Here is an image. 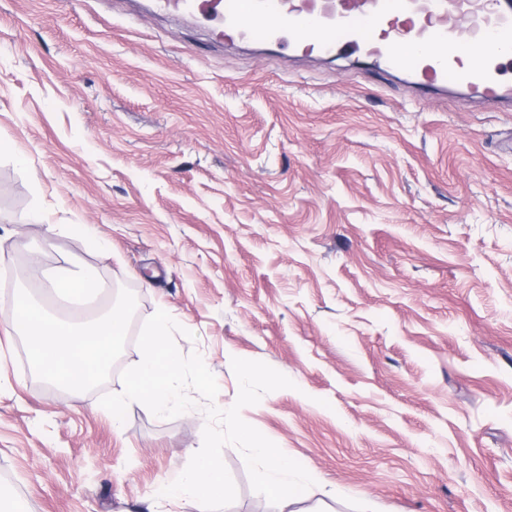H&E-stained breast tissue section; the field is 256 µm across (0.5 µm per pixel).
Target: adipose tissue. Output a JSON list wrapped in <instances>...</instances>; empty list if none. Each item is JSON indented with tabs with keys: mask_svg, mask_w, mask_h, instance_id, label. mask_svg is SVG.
Returning <instances> with one entry per match:
<instances>
[{
	"mask_svg": "<svg viewBox=\"0 0 512 512\" xmlns=\"http://www.w3.org/2000/svg\"><path fill=\"white\" fill-rule=\"evenodd\" d=\"M128 324L127 312L118 304L88 323L62 321L24 291L17 294L6 321L8 330L25 340L35 369L72 399L99 380Z\"/></svg>",
	"mask_w": 512,
	"mask_h": 512,
	"instance_id": "1",
	"label": "adipose tissue"
}]
</instances>
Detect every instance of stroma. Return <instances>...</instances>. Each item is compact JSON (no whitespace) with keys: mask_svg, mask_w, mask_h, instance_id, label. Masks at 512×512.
Masks as SVG:
<instances>
[{"mask_svg":"<svg viewBox=\"0 0 512 512\" xmlns=\"http://www.w3.org/2000/svg\"><path fill=\"white\" fill-rule=\"evenodd\" d=\"M0 512H197L156 499L202 445L123 390L157 310L230 408L232 358L294 383L241 417L312 476L271 504L222 452L225 512H512V112L272 42L224 43L161 0H0ZM54 224L91 225L97 252ZM38 254L121 303L127 336L66 402L4 323Z\"/></svg>","mask_w":512,"mask_h":512,"instance_id":"stroma-1","label":"stroma"}]
</instances>
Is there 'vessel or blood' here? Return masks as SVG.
I'll return each instance as SVG.
<instances>
[{"instance_id":"b4317fda","label":"vessel or blood","mask_w":512,"mask_h":512,"mask_svg":"<svg viewBox=\"0 0 512 512\" xmlns=\"http://www.w3.org/2000/svg\"><path fill=\"white\" fill-rule=\"evenodd\" d=\"M215 22L226 41H288L305 54L357 53L390 72L412 71L421 96L445 85L512 110V0H165ZM411 42L408 57L396 40Z\"/></svg>"}]
</instances>
